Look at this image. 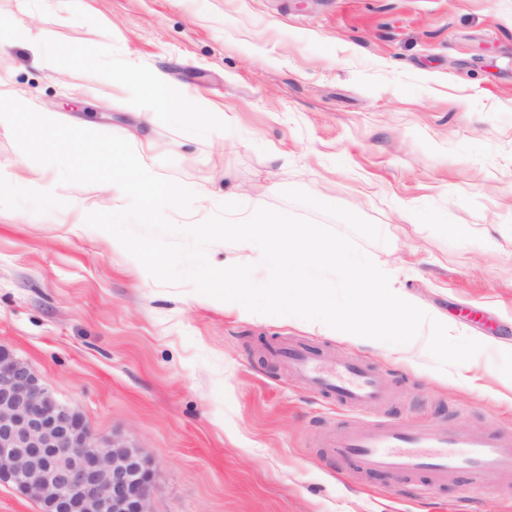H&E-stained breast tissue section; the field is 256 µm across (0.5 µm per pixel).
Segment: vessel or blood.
Wrapping results in <instances>:
<instances>
[{"label": "vessel or blood", "instance_id": "obj_1", "mask_svg": "<svg viewBox=\"0 0 512 512\" xmlns=\"http://www.w3.org/2000/svg\"><path fill=\"white\" fill-rule=\"evenodd\" d=\"M280 355L306 376L311 387L344 409L384 404L388 391L361 360L323 358L291 345ZM324 452L353 460L360 470L388 468L402 474L426 472L445 481L468 472L475 482L512 474V433L486 434L436 428L344 427L323 442Z\"/></svg>", "mask_w": 512, "mask_h": 512}]
</instances>
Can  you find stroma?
Returning <instances> with one entry per match:
<instances>
[{"label":"stroma","instance_id":"obj_1","mask_svg":"<svg viewBox=\"0 0 512 512\" xmlns=\"http://www.w3.org/2000/svg\"><path fill=\"white\" fill-rule=\"evenodd\" d=\"M0 42V78L38 112L136 133L141 160L214 203L351 235L484 346L441 371L426 326L404 345L342 339L159 283L85 224L122 209L109 186L46 167L48 192L0 201V346L153 460L155 512H512L511 477L360 474L321 450L351 422L512 427V0H0ZM156 70L223 130L152 108ZM292 342L364 359L390 402L337 410L277 356Z\"/></svg>","mask_w":512,"mask_h":512}]
</instances>
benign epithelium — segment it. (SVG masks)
<instances>
[{
    "mask_svg": "<svg viewBox=\"0 0 512 512\" xmlns=\"http://www.w3.org/2000/svg\"><path fill=\"white\" fill-rule=\"evenodd\" d=\"M0 481L47 512H153V463L99 439L30 366L0 348Z\"/></svg>",
    "mask_w": 512,
    "mask_h": 512,
    "instance_id": "7a95c632",
    "label": "benign epithelium"
}]
</instances>
